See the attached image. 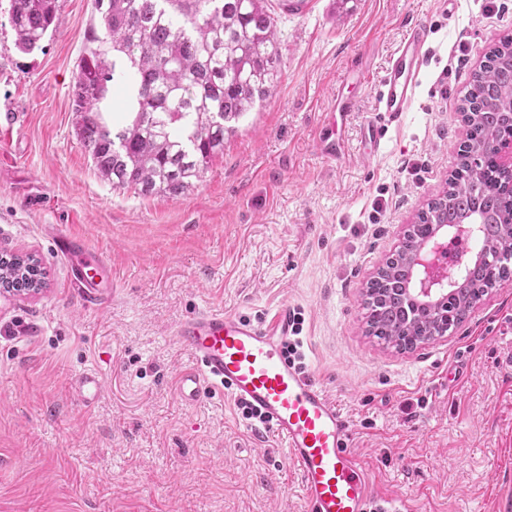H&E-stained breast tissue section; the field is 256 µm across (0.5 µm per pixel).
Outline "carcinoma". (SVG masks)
Masks as SVG:
<instances>
[{"label":"carcinoma","instance_id":"obj_1","mask_svg":"<svg viewBox=\"0 0 512 512\" xmlns=\"http://www.w3.org/2000/svg\"><path fill=\"white\" fill-rule=\"evenodd\" d=\"M266 0H94L98 20L88 28V52L73 87L79 134L99 176L115 189L149 197L179 196L202 178L224 151V137L270 95L277 80L280 42ZM56 0H11L15 48L31 53L56 27ZM135 94L136 115L110 129L100 103L108 83ZM464 136L443 195L417 215L404 248L388 257L367 285V333L411 349L438 330L441 311L413 293L416 277L407 253L426 245L445 225H467L479 262L471 261L438 287L451 290L448 329L486 291L512 278V174L501 170L489 145L512 137V40L492 48L462 100ZM39 265L0 264V284L30 290Z\"/></svg>","mask_w":512,"mask_h":512}]
</instances>
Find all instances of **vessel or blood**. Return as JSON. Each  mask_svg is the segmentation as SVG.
Instances as JSON below:
<instances>
[{"label": "vessel or blood", "instance_id": "obj_1", "mask_svg": "<svg viewBox=\"0 0 512 512\" xmlns=\"http://www.w3.org/2000/svg\"><path fill=\"white\" fill-rule=\"evenodd\" d=\"M428 38L427 26L413 24L391 57L367 125L371 142H380L389 125L410 111ZM319 146L328 158L341 155L335 123L322 127ZM52 237L67 262L70 288L87 305H100L103 289L112 285L109 260L87 251L80 239L61 228H53ZM293 330L294 309L288 304L262 322L218 308L190 316L175 331L178 343L194 357L193 365L176 377V397L192 407L215 387H223L225 395L260 413L266 429L283 444L299 474L307 512H368L375 487L350 449L354 425L320 383L288 360L285 345ZM74 388L83 406L92 407L102 378L97 371H84Z\"/></svg>", "mask_w": 512, "mask_h": 512}]
</instances>
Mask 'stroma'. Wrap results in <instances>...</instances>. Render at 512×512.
Instances as JSON below:
<instances>
[{"mask_svg":"<svg viewBox=\"0 0 512 512\" xmlns=\"http://www.w3.org/2000/svg\"><path fill=\"white\" fill-rule=\"evenodd\" d=\"M269 0L280 40L271 97L235 124L185 194L143 197L101 179L77 134L72 88L93 0H57L41 49L14 47L0 0V250L39 261L43 284L0 294V512H306L284 447L216 392L176 399L193 364L173 336L192 313L305 318V364L355 427L382 496L413 512H495L512 490V280L447 337L399 351L366 335L363 294L455 164L459 111L486 53L512 36V0ZM414 21L431 51L413 109L376 158L363 138L388 59ZM357 61L360 78L347 74ZM356 102L348 155L324 158L333 96ZM112 262L87 307L47 231ZM465 377L441 387L449 367ZM100 373L92 408L79 372Z\"/></svg>","mask_w":512,"mask_h":512,"instance_id":"obj_1","label":"stroma"}]
</instances>
